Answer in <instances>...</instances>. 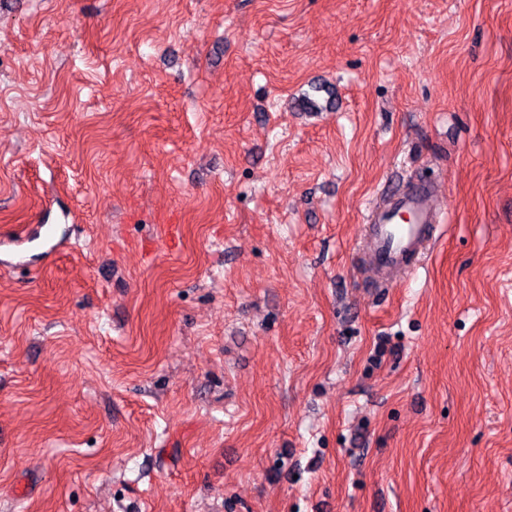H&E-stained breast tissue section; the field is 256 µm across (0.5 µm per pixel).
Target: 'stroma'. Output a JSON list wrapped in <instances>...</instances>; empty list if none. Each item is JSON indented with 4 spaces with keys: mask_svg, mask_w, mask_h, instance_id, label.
Masks as SVG:
<instances>
[{
    "mask_svg": "<svg viewBox=\"0 0 512 512\" xmlns=\"http://www.w3.org/2000/svg\"><path fill=\"white\" fill-rule=\"evenodd\" d=\"M0 512H512V0H0ZM401 214L408 216V223H398ZM442 220L435 187L424 177L392 193L368 213L367 256L383 282L409 271L424 258L423 246L434 239Z\"/></svg>",
    "mask_w": 512,
    "mask_h": 512,
    "instance_id": "obj_1",
    "label": "stroma"
}]
</instances>
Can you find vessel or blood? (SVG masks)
Returning a JSON list of instances; mask_svg holds the SVG:
<instances>
[{
	"mask_svg": "<svg viewBox=\"0 0 512 512\" xmlns=\"http://www.w3.org/2000/svg\"><path fill=\"white\" fill-rule=\"evenodd\" d=\"M441 222L438 195L425 178L372 209L366 217L365 244L369 262L382 281H391L421 261L424 244L434 239Z\"/></svg>",
	"mask_w": 512,
	"mask_h": 512,
	"instance_id": "vessel-or-blood-1",
	"label": "vessel or blood"
}]
</instances>
